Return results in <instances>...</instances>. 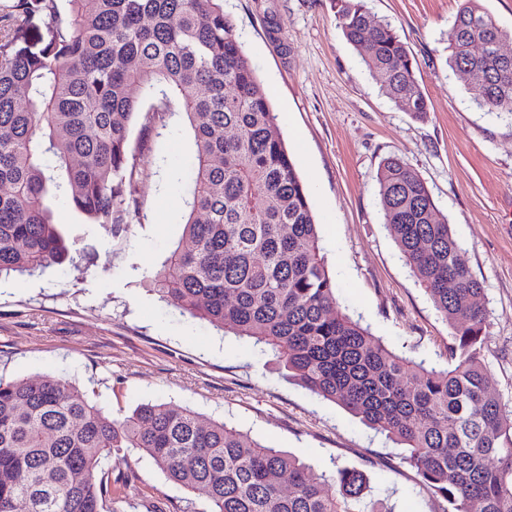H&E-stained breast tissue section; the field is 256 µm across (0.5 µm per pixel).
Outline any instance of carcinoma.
<instances>
[{"label": "carcinoma", "instance_id": "1", "mask_svg": "<svg viewBox=\"0 0 512 512\" xmlns=\"http://www.w3.org/2000/svg\"><path fill=\"white\" fill-rule=\"evenodd\" d=\"M346 41L402 111L429 114L417 60L365 0H331ZM512 41L462 0L448 62L470 98L512 114ZM181 118L194 141L181 241L151 275L160 298L254 340L288 379L402 446L443 512H512V407L490 389L483 288L425 181L396 157L376 174L384 223L448 323L447 367L388 349L344 313L309 192L224 0H7L0 7V279L89 252L53 222L63 198L111 234L140 222L131 126ZM135 449L209 512H354L364 472H319L222 421L167 403L114 416L62 380L0 378V512H116Z\"/></svg>", "mask_w": 512, "mask_h": 512}]
</instances>
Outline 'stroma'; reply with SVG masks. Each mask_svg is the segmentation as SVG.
Listing matches in <instances>:
<instances>
[{
	"mask_svg": "<svg viewBox=\"0 0 512 512\" xmlns=\"http://www.w3.org/2000/svg\"><path fill=\"white\" fill-rule=\"evenodd\" d=\"M412 50L430 106L418 121L379 91L344 39L330 0H224L308 185L336 296L396 352L446 363L449 328L383 222L376 173L390 156L426 182L448 218L488 313L485 364L512 403V115L488 113L448 64L447 34L462 0H365ZM144 218L128 237L83 223L53 203L65 240L93 251L81 272L63 263L0 285V378L72 381L116 414L138 404L186 406L321 469L365 471L394 512H442L399 448L340 406L289 382L247 340L183 315L147 274L183 234L193 141L178 122L163 135L133 129ZM122 512H207L144 453Z\"/></svg>",
	"mask_w": 512,
	"mask_h": 512,
	"instance_id": "obj_1",
	"label": "stroma"
}]
</instances>
